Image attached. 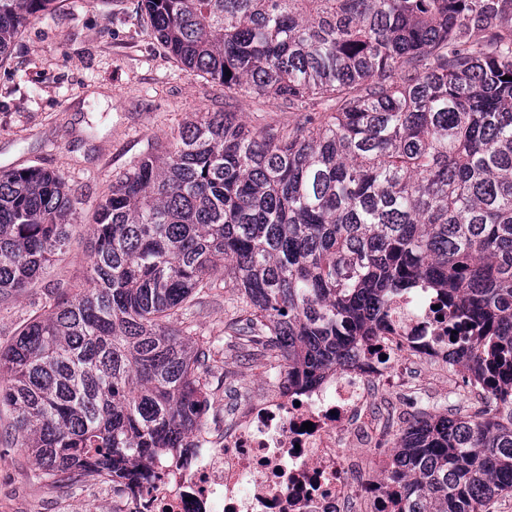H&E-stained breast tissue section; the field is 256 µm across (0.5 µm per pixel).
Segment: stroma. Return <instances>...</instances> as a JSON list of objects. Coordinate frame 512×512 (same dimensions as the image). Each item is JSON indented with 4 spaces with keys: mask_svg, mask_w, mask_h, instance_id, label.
<instances>
[{
    "mask_svg": "<svg viewBox=\"0 0 512 512\" xmlns=\"http://www.w3.org/2000/svg\"><path fill=\"white\" fill-rule=\"evenodd\" d=\"M233 104L254 126H294L299 113L240 95ZM224 108L223 84L192 75L154 38L138 0H62L27 23L0 64V169L62 173L79 199L69 241L41 282L0 302V347L54 297L89 285V227L115 179L188 120ZM235 291L208 292L195 311L197 333L223 337ZM271 362L225 353L211 361V414L223 416L237 389L260 390ZM0 407V512H113L111 490L86 483L49 488L14 440Z\"/></svg>",
    "mask_w": 512,
    "mask_h": 512,
    "instance_id": "1",
    "label": "stroma"
}]
</instances>
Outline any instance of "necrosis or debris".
I'll use <instances>...</instances> for the list:
<instances>
[{"label":"necrosis or debris","mask_w":512,"mask_h":512,"mask_svg":"<svg viewBox=\"0 0 512 512\" xmlns=\"http://www.w3.org/2000/svg\"><path fill=\"white\" fill-rule=\"evenodd\" d=\"M385 310L376 338L303 391L277 372L241 390L229 424H201L191 447L152 463V480L129 484L117 512H398L376 398L420 391L417 369L447 367L452 334L468 330L429 288L393 294Z\"/></svg>","instance_id":"1"}]
</instances>
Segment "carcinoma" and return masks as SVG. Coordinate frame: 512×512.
<instances>
[{
  "instance_id": "obj_1",
  "label": "carcinoma",
  "mask_w": 512,
  "mask_h": 512,
  "mask_svg": "<svg viewBox=\"0 0 512 512\" xmlns=\"http://www.w3.org/2000/svg\"><path fill=\"white\" fill-rule=\"evenodd\" d=\"M57 2L0 0L1 63ZM139 2L228 102L112 183L92 286L0 347V403L37 476L138 481L188 447L217 344L187 320L220 268L238 292L224 340L281 352L298 386L426 283L475 329L451 365L489 403L415 419L386 479L400 512H494L512 495V0ZM242 93L304 121L251 128L229 103ZM78 204L55 171L0 169V302L38 282Z\"/></svg>"
}]
</instances>
